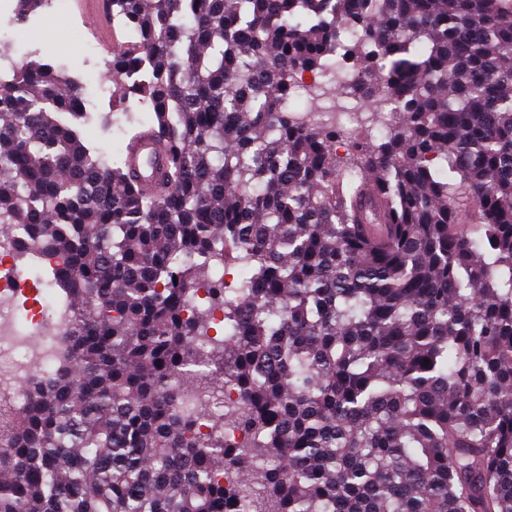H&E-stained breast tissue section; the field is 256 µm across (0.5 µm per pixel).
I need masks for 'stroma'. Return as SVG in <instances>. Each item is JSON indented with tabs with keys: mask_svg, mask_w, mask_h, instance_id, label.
<instances>
[{
	"mask_svg": "<svg viewBox=\"0 0 512 512\" xmlns=\"http://www.w3.org/2000/svg\"><path fill=\"white\" fill-rule=\"evenodd\" d=\"M19 33L32 46V60L46 62L61 68L71 77H90L92 83L103 86L101 94L91 110L93 118L81 126L80 133L86 144L104 155H111L118 148V141L112 138L113 124L129 127L133 118L142 112L143 106L137 96L123 93L113 78L106 74L104 63L110 55L103 45L107 37L123 39L122 30L105 32L88 25L83 19L77 0H66L61 13H47L43 25H21ZM93 38L100 45L99 55L86 59L83 53L86 38Z\"/></svg>",
	"mask_w": 512,
	"mask_h": 512,
	"instance_id": "1",
	"label": "stroma"
}]
</instances>
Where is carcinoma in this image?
I'll return each mask as SVG.
<instances>
[{
  "mask_svg": "<svg viewBox=\"0 0 512 512\" xmlns=\"http://www.w3.org/2000/svg\"><path fill=\"white\" fill-rule=\"evenodd\" d=\"M109 5L151 189L61 71L0 81V225L74 316L68 364L0 396V512H512V0ZM344 60L342 159L336 81L292 102ZM165 164V158L155 154V146L151 141L142 142L136 152L127 158V165L135 176V183L146 187L159 175Z\"/></svg>",
  "mask_w": 512,
  "mask_h": 512,
  "instance_id": "cac0c4a2",
  "label": "carcinoma"
}]
</instances>
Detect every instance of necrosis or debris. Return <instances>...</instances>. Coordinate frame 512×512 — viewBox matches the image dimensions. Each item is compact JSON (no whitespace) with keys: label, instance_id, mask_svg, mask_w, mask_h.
<instances>
[{"label":"necrosis or debris","instance_id":"4bbe7bcc","mask_svg":"<svg viewBox=\"0 0 512 512\" xmlns=\"http://www.w3.org/2000/svg\"><path fill=\"white\" fill-rule=\"evenodd\" d=\"M19 243L18 234L0 236V389L20 407L25 383L64 360L72 311L40 273L42 267H58V260L33 250L27 264H18Z\"/></svg>","mask_w":512,"mask_h":512}]
</instances>
